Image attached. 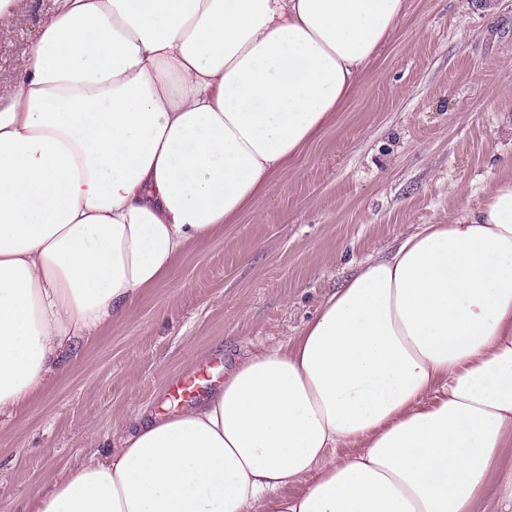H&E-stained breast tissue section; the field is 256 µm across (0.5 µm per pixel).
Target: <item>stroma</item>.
Here are the masks:
<instances>
[{
  "instance_id": "1",
  "label": "stroma",
  "mask_w": 512,
  "mask_h": 512,
  "mask_svg": "<svg viewBox=\"0 0 512 512\" xmlns=\"http://www.w3.org/2000/svg\"><path fill=\"white\" fill-rule=\"evenodd\" d=\"M51 0H25L0 37V80ZM408 0L357 93L268 191L103 328L38 396L0 420V512H19L127 419L163 410L171 381H224L246 350L285 341L360 265L416 225L512 176V0Z\"/></svg>"
}]
</instances>
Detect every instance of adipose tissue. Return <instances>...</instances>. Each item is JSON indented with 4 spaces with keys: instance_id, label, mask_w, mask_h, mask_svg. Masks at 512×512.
Listing matches in <instances>:
<instances>
[{
    "instance_id": "1",
    "label": "adipose tissue",
    "mask_w": 512,
    "mask_h": 512,
    "mask_svg": "<svg viewBox=\"0 0 512 512\" xmlns=\"http://www.w3.org/2000/svg\"><path fill=\"white\" fill-rule=\"evenodd\" d=\"M404 9L53 0L0 84V417L288 169ZM511 447L506 176L21 512H512Z\"/></svg>"
}]
</instances>
